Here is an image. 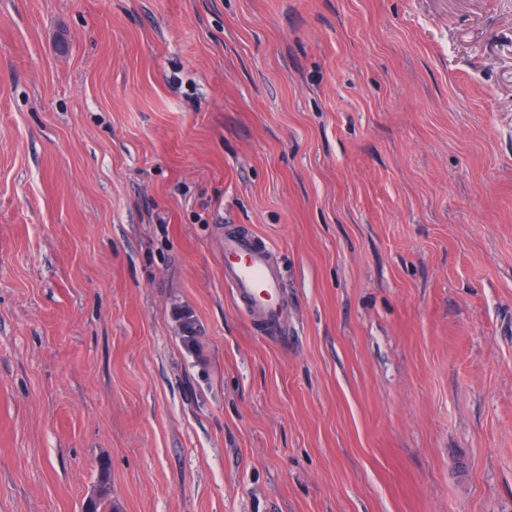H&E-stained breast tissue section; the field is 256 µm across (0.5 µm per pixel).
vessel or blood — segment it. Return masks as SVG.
Segmentation results:
<instances>
[{
  "label": "vessel or blood",
  "instance_id": "1",
  "mask_svg": "<svg viewBox=\"0 0 512 512\" xmlns=\"http://www.w3.org/2000/svg\"><path fill=\"white\" fill-rule=\"evenodd\" d=\"M224 283L251 323L271 336L286 331V290L272 249L251 233L224 235Z\"/></svg>",
  "mask_w": 512,
  "mask_h": 512
}]
</instances>
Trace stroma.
Listing matches in <instances>:
<instances>
[{
    "instance_id": "obj_1",
    "label": "stroma",
    "mask_w": 512,
    "mask_h": 512,
    "mask_svg": "<svg viewBox=\"0 0 512 512\" xmlns=\"http://www.w3.org/2000/svg\"><path fill=\"white\" fill-rule=\"evenodd\" d=\"M104 458L118 512H512V0H0V512ZM224 283L252 324L269 336H284L286 290L272 249L252 233L224 234ZM231 258H239L231 261Z\"/></svg>"
}]
</instances>
